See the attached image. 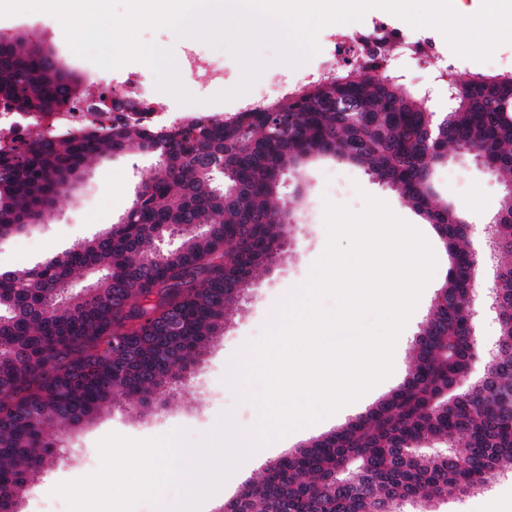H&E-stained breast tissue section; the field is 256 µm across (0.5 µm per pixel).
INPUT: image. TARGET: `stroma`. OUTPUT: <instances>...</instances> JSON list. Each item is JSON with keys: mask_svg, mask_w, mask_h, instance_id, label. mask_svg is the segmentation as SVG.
<instances>
[{"mask_svg": "<svg viewBox=\"0 0 512 512\" xmlns=\"http://www.w3.org/2000/svg\"><path fill=\"white\" fill-rule=\"evenodd\" d=\"M391 24L405 27L411 40L431 38L457 77L466 79L473 73L498 74L512 71V44L496 48L490 61L478 62L456 56L444 36L431 27H407L402 19L391 17ZM336 25L321 28L317 34L318 50L308 54L305 71L275 61L273 48H264L261 55L268 65L245 96L222 99V92L235 88L242 77L240 63L226 46H213L200 39L185 42L167 29H146L143 41L166 46L174 53L179 79L192 95L189 103L179 102L172 94L160 90L149 68L141 74L151 96L168 111L183 117L230 116L247 105L274 100L304 83L305 73L339 72L345 69L342 59L333 56L330 41ZM37 34L41 42L55 51L63 65L81 78L85 97L96 90L120 86L125 68L105 70L77 56L65 40L53 18L41 12H25L0 17V34ZM201 62L196 71H189V58ZM391 69L404 77L405 84L415 91H430L431 111L443 112L448 105V86L436 81L435 71L408 52L390 55ZM155 156L129 152L95 160L85 167L73 194L60 197L38 229L0 242V267L33 266L49 256L69 249L75 243L92 238L107 225L120 221L128 210L140 182L153 169ZM290 184L283 190V203L293 211L296 221L288 252L277 264L255 272L256 286L242 309L226 317L223 336L211 343L206 354L186 377L182 390L170 395L165 406L150 415L122 397H114L111 407L92 423L73 432L61 425L51 426L53 435L64 438L83 451L85 462L80 466L57 464L40 476L22 504V512H67L65 501L54 496L55 485L95 472L100 466L97 443L110 433L134 439H159L177 434L183 446H196L208 435L216 420L232 415L238 429L251 428L260 403L262 384L252 380L248 387L230 389L224 385V364L234 359L244 346H256L270 333L278 315L291 303L297 288L306 286L315 262L327 243L324 224L326 202L361 210L363 194L386 201L392 211L426 236L434 230L413 210L406 207L393 189L380 185L362 167L324 156L293 172ZM432 183L440 202L455 207L473 227L469 246L484 252L483 227L492 216L505 192V184L488 174L474 159L461 151L448 152L445 163L433 172ZM448 270L446 257H439L432 280L396 344V363L390 377L363 399L342 407L335 414L286 434L269 433L265 448L244 464L214 494L198 503L197 512H217L220 505L235 498L246 481L259 480L266 466L288 452L311 444L316 439L340 429L365 415L379 401L389 396L403 381L413 354L412 345L421 323L427 318L434 297L443 285ZM440 512H512V474L497 477L484 489L463 497L449 496Z\"/></svg>", "mask_w": 512, "mask_h": 512, "instance_id": "stroma-1", "label": "stroma"}]
</instances>
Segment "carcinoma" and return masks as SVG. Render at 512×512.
Instances as JSON below:
<instances>
[{"label": "carcinoma", "mask_w": 512, "mask_h": 512, "mask_svg": "<svg viewBox=\"0 0 512 512\" xmlns=\"http://www.w3.org/2000/svg\"><path fill=\"white\" fill-rule=\"evenodd\" d=\"M0 96L20 112L80 100L40 41L0 35ZM437 115L426 98L379 66H351L261 107L147 126L38 135L0 152V240L40 223L54 201L106 154L156 152L123 216L91 239L32 267L0 269V508L47 471L64 448L48 425H87L120 393L144 409L174 390L244 300L241 281L287 245L278 176L332 156L394 188L432 225L450 267L398 388L348 426L268 465L224 512H438L512 471V195L484 227L496 260L489 289L498 336L484 376L468 299L483 287L471 225L435 201L432 174L448 146L465 148L512 186V74H475ZM177 247L156 263L158 243Z\"/></svg>", "instance_id": "cac0c4a2"}]
</instances>
